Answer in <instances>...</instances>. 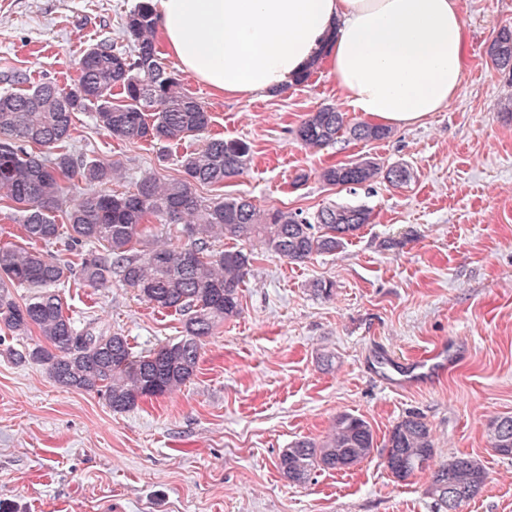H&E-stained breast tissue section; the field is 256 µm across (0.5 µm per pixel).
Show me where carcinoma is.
Returning <instances> with one entry per match:
<instances>
[{
	"mask_svg": "<svg viewBox=\"0 0 512 512\" xmlns=\"http://www.w3.org/2000/svg\"><path fill=\"white\" fill-rule=\"evenodd\" d=\"M157 26L151 0H138L124 19L128 48L105 42L87 48L74 89L66 92L45 81L0 93V200L14 207L29 242L26 248L0 247V327L16 337L42 336L46 345L18 358L42 364L62 386L102 393L119 413L192 380L203 338L241 313L240 288L255 247L304 263L343 249L371 221V210L364 205L325 207L309 217L301 211L261 210L244 197L200 199L194 186H222L241 175L251 146L243 139L208 135L211 114L164 66ZM488 55L493 67L512 81V30L499 31ZM85 111L95 126L120 141L170 145L203 134L206 140L182 156V177L162 181L145 172L131 178L129 190L107 193L102 186L123 177V166L68 146L73 115ZM345 133L371 142L389 138L391 129L367 122L351 125L345 113L323 107L302 120L295 137L305 147L321 148ZM318 178L328 186L353 189L380 179L401 186L409 173L366 156L325 167ZM76 179L89 190L71 201L67 194ZM59 212L63 224L57 222ZM156 224L182 226L187 241L151 244ZM62 240L73 250L86 245L103 250L82 258L79 280L98 288L119 277L154 307L184 316L182 337L135 356L124 334L78 324L59 294L73 268L45 251ZM224 240L242 247L213 249ZM11 287L28 288L31 295L19 303ZM490 441L498 454L512 457V416L491 423ZM374 448L369 422L340 413L321 440L294 442L276 465L284 478L299 484L318 471L351 469ZM384 448L390 454L386 468L400 481L430 467L435 455L431 430L416 414L393 426ZM486 480L478 460L458 456L434 471L431 492L443 512H459Z\"/></svg>",
	"mask_w": 512,
	"mask_h": 512,
	"instance_id": "cac0c4a2",
	"label": "carcinoma"
}]
</instances>
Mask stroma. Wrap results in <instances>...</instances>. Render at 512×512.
<instances>
[{
	"label": "stroma",
	"instance_id": "stroma-1",
	"mask_svg": "<svg viewBox=\"0 0 512 512\" xmlns=\"http://www.w3.org/2000/svg\"><path fill=\"white\" fill-rule=\"evenodd\" d=\"M136 2L0 0V91L15 74L29 86L70 89L88 46L121 45ZM460 10L471 51L457 96L381 141L309 149L296 140L306 114L346 110L325 69L267 98L224 99L183 76L212 116L210 133L252 149L242 175L196 186L197 196L309 214L363 205L372 220L333 255L293 263L258 252L241 315L204 339L193 379L128 412L15 362L11 352L24 342L0 330V512H440L431 471L399 481L384 464L381 444L411 413L431 429L435 464L465 455L487 472L460 512H512V457L487 437L491 421L512 416V113L497 107L512 97V81L488 56L499 30L512 29V0H460ZM72 143L133 176L182 175L184 145L115 140L85 112ZM367 155L406 166L407 184L352 193L317 178ZM319 282L332 283L331 295L315 291ZM62 297L76 321L123 333L137 355L182 335L181 315L116 280L74 285ZM453 343L466 351L449 369L390 385L395 359ZM343 412L370 423L371 457L288 482L276 467L282 450L321 440Z\"/></svg>",
	"mask_w": 512,
	"mask_h": 512
}]
</instances>
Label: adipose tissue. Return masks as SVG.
<instances>
[{
  "mask_svg": "<svg viewBox=\"0 0 512 512\" xmlns=\"http://www.w3.org/2000/svg\"><path fill=\"white\" fill-rule=\"evenodd\" d=\"M165 53L227 98L263 97L311 65L372 124L409 126L457 95L469 46L459 0H154Z\"/></svg>",
  "mask_w": 512,
  "mask_h": 512,
  "instance_id": "ef3b65f1",
  "label": "adipose tissue"
}]
</instances>
